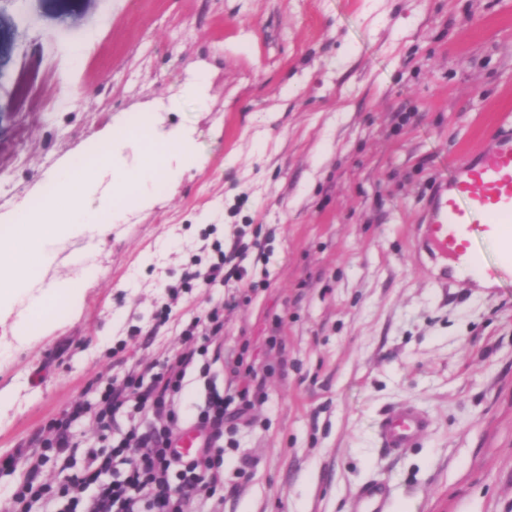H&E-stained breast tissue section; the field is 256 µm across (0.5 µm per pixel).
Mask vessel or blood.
Returning <instances> with one entry per match:
<instances>
[{
  "label": "vessel or blood",
  "mask_w": 512,
  "mask_h": 512,
  "mask_svg": "<svg viewBox=\"0 0 512 512\" xmlns=\"http://www.w3.org/2000/svg\"><path fill=\"white\" fill-rule=\"evenodd\" d=\"M455 169L418 227L422 246L443 277L452 266L488 279L512 272V128L491 132L489 146L465 155ZM430 425L425 413L406 405L380 420L377 436L383 448L397 453L424 438ZM388 496L385 483L363 485L357 512H387Z\"/></svg>",
  "instance_id": "1"
}]
</instances>
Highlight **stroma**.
I'll return each mask as SVG.
<instances>
[{"label":"stroma","instance_id":"1","mask_svg":"<svg viewBox=\"0 0 512 512\" xmlns=\"http://www.w3.org/2000/svg\"><path fill=\"white\" fill-rule=\"evenodd\" d=\"M200 69L209 109L155 119L194 129L206 165L96 244L56 243L44 287L77 267L96 278L78 312L0 354L15 393L0 457L180 352L178 318L227 297L220 357L210 380L188 373L184 418L208 384L233 385L235 359L263 385L251 424L224 435L223 494L194 512H354L372 481L389 512H512V276L440 282L415 237L455 162L512 120V0H0V212ZM239 235L257 243L256 288L184 280L206 240ZM404 404L432 425L393 455L377 425Z\"/></svg>","mask_w":512,"mask_h":512}]
</instances>
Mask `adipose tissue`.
<instances>
[{
    "label": "adipose tissue",
    "mask_w": 512,
    "mask_h": 512,
    "mask_svg": "<svg viewBox=\"0 0 512 512\" xmlns=\"http://www.w3.org/2000/svg\"><path fill=\"white\" fill-rule=\"evenodd\" d=\"M194 141L192 130H158L145 117L120 115L97 136L93 161L62 162L24 206L0 213V345H25L46 331L54 312L78 310L92 270L81 267L53 287L39 285L57 240L104 222L124 223L129 210L154 205L157 187L176 191L187 172L207 162ZM129 150L140 158L131 168L124 163Z\"/></svg>",
    "instance_id": "obj_1"
}]
</instances>
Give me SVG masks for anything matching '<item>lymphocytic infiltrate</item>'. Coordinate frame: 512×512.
Returning <instances> with one entry per match:
<instances>
[{
    "instance_id": "f902f5d3",
    "label": "lymphocytic infiltrate",
    "mask_w": 512,
    "mask_h": 512,
    "mask_svg": "<svg viewBox=\"0 0 512 512\" xmlns=\"http://www.w3.org/2000/svg\"><path fill=\"white\" fill-rule=\"evenodd\" d=\"M224 333V305L214 304L204 316L181 324L187 346L149 372H130L122 380L106 383L95 400L74 403L60 416L51 418L45 435L31 448H19L0 461V473L15 476L0 512H189L200 491L216 494L223 484L224 426L229 416L246 419L256 393L254 368L237 373L238 385L227 393L211 390L196 416L195 427L205 433L203 448L189 460L181 459L175 445L184 429L180 398L190 369L209 374L205 357L214 337ZM129 426L121 435L113 429L118 417ZM153 422L142 425V417ZM93 418L95 440L76 428L83 418ZM126 464L118 481H104L114 463ZM57 469L59 478L50 482L46 468ZM179 482L181 498H170L167 489ZM93 494H86V487Z\"/></svg>"
}]
</instances>
